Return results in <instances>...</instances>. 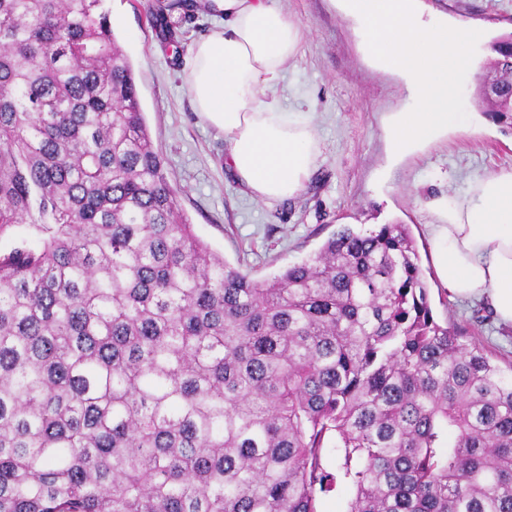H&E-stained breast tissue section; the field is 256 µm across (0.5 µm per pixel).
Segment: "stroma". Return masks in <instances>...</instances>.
I'll list each match as a JSON object with an SVG mask.
<instances>
[{"label": "stroma", "instance_id": "stroma-1", "mask_svg": "<svg viewBox=\"0 0 512 512\" xmlns=\"http://www.w3.org/2000/svg\"><path fill=\"white\" fill-rule=\"evenodd\" d=\"M167 2L105 0L104 7L133 67L164 174L196 235L232 266L264 279L307 259L342 227L406 225L435 319L462 342L482 347L503 371L512 370V328L498 325L484 301L452 299L436 277L430 237L437 217L425 206L430 198L464 193L475 179L512 168V131L475 100L491 42L512 32V0H418L427 25L473 27L484 36L463 87L472 123L402 156L392 151L388 125L412 105L406 79L369 56L358 22L343 12L340 0H281L304 38L275 94L287 111L311 113L319 155L305 189L273 203L242 191L224 164L223 133L200 119L185 90L189 50L213 29L214 18L204 0H182V8L170 13ZM150 5L171 22L176 43L148 24Z\"/></svg>", "mask_w": 512, "mask_h": 512}]
</instances>
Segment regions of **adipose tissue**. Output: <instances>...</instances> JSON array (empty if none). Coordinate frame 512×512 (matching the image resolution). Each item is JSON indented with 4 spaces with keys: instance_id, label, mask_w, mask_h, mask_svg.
I'll list each match as a JSON object with an SVG mask.
<instances>
[{
    "instance_id": "obj_1",
    "label": "adipose tissue",
    "mask_w": 512,
    "mask_h": 512,
    "mask_svg": "<svg viewBox=\"0 0 512 512\" xmlns=\"http://www.w3.org/2000/svg\"><path fill=\"white\" fill-rule=\"evenodd\" d=\"M217 17L190 50L187 93L202 120L222 132L226 164L252 198L299 194L318 155L309 113L285 111L272 89L303 38L277 0H206ZM436 273L454 298L489 303L512 326V170L474 181L454 197L433 199Z\"/></svg>"
}]
</instances>
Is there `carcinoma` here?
Returning <instances> with one entry per match:
<instances>
[{
	"label": "carcinoma",
	"instance_id": "obj_1",
	"mask_svg": "<svg viewBox=\"0 0 512 512\" xmlns=\"http://www.w3.org/2000/svg\"><path fill=\"white\" fill-rule=\"evenodd\" d=\"M104 0H0V512H512V375L404 224L256 280L195 234ZM490 109L512 125V33ZM25 242L27 246L37 248L39 237L28 224H15L0 233V255L8 254L14 247ZM350 497V490L342 485L327 495H321L317 501L318 512H344L347 508V501Z\"/></svg>",
	"mask_w": 512,
	"mask_h": 512
}]
</instances>
